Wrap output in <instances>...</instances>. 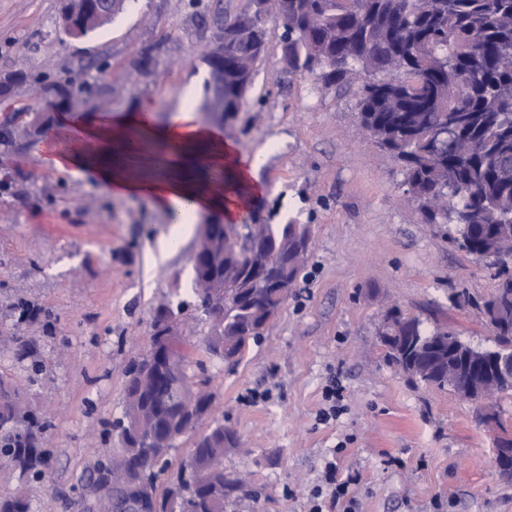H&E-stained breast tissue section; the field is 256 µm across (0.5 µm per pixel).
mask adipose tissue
<instances>
[{
	"mask_svg": "<svg viewBox=\"0 0 512 512\" xmlns=\"http://www.w3.org/2000/svg\"><path fill=\"white\" fill-rule=\"evenodd\" d=\"M195 100V87H186L180 107L163 126L156 123L154 109L147 104L115 119L100 115L70 120L76 146L46 158L45 163L73 176L94 174L114 195L142 198L166 211L171 227L160 250L168 252L191 233L201 215L217 213L226 222H235L240 197L255 201L266 192L255 177L261 155L241 152L220 128L201 123ZM135 141L149 143L166 156V163L151 166L134 161L131 144ZM212 165L223 167V185L211 184L208 168Z\"/></svg>",
	"mask_w": 512,
	"mask_h": 512,
	"instance_id": "ef3b65f1",
	"label": "adipose tissue"
}]
</instances>
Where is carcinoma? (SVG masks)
I'll use <instances>...</instances> for the list:
<instances>
[{
	"mask_svg": "<svg viewBox=\"0 0 512 512\" xmlns=\"http://www.w3.org/2000/svg\"><path fill=\"white\" fill-rule=\"evenodd\" d=\"M288 0V13L273 21L283 28L280 59L288 73L324 87H356V110L369 142L402 167L407 193L423 223L449 224L446 236L469 254L512 241V0ZM268 19L261 2L224 15V112L238 110L256 64L268 46ZM224 236V318L210 322L206 274L194 269L199 320L208 324L206 350L230 367L240 363L277 320L304 267L310 227L239 224L217 228ZM288 252L280 263L274 252ZM494 298L512 296V267L496 268ZM182 304L157 310L152 336L172 329ZM387 361L423 369L437 360L415 317L390 310L378 328ZM181 339L173 346L177 374L192 379L198 411L212 394L195 381ZM153 373L148 356L125 370L124 408L114 425L120 447L99 464L91 493L97 512H224L244 493V480L224 472V453L239 447L236 433L215 421L195 441L177 488L158 491L166 466L155 448L138 439L141 417L135 398ZM47 424L25 410L20 392L0 378V464L16 476L14 490L0 493V512H31L28 482L48 466L41 451Z\"/></svg>",
	"mask_w": 512,
	"mask_h": 512,
	"instance_id": "cac0c4a2",
	"label": "carcinoma"
}]
</instances>
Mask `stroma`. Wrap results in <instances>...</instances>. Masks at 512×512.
Wrapping results in <instances>:
<instances>
[{
  "label": "stroma",
  "instance_id": "1",
  "mask_svg": "<svg viewBox=\"0 0 512 512\" xmlns=\"http://www.w3.org/2000/svg\"><path fill=\"white\" fill-rule=\"evenodd\" d=\"M61 0H0V74L14 75L0 101V331L21 324L35 351L19 359L0 344V378L18 387L50 423L51 466L34 512H90V484L112 454L108 423L120 417L128 362L150 350L156 308L190 297L196 235L168 254L166 212L120 197L93 179L45 169L41 138L17 120L40 113L44 128L63 115L112 116L142 104L169 122L182 91L209 97L203 34L189 0H125L110 21L73 40L57 32ZM280 27L238 112L219 125L242 152L263 153L256 176L267 188L255 211L272 223L311 225L310 256L268 336L235 368L205 348L207 325L192 336L213 402L208 416L171 450L188 459L200 433L219 420L241 438L224 467L249 473L248 495L225 512H307V492L328 460L357 475L360 512H512V481L493 462L494 434L475 405L412 384L385 360L377 334L388 307L444 327L479 349L494 345L477 309L494 281L490 266L453 247L443 224L423 223L406 198L399 165L364 138L352 93L284 72ZM105 60V71L86 67ZM91 85L65 100L48 90ZM344 412H318L329 378ZM272 389L257 405L249 391ZM345 443L338 457L331 450Z\"/></svg>",
  "mask_w": 512,
  "mask_h": 512
}]
</instances>
